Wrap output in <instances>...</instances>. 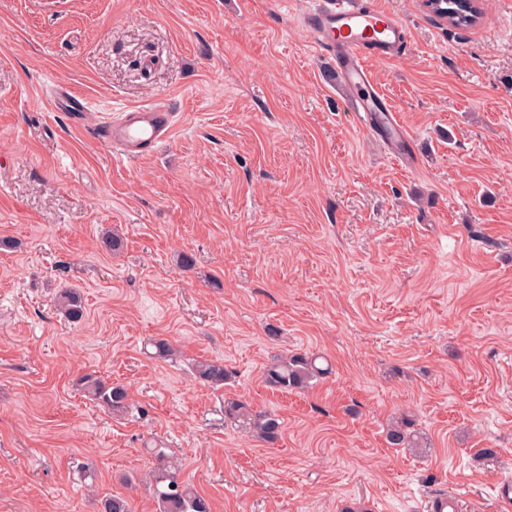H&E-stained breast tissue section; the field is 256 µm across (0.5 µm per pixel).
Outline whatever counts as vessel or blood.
<instances>
[{
    "mask_svg": "<svg viewBox=\"0 0 512 512\" xmlns=\"http://www.w3.org/2000/svg\"><path fill=\"white\" fill-rule=\"evenodd\" d=\"M305 25L317 49L332 58L341 88L346 92L344 107L363 128H380L393 156L405 167L416 164L407 148L408 135L393 107L375 86L365 67L368 57L397 58L408 45L402 21L379 5L364 0H318L305 18ZM55 112H82L85 99L68 87L56 86L49 98ZM174 130L169 103L133 106L118 121L103 128V141L129 158L152 152Z\"/></svg>",
    "mask_w": 512,
    "mask_h": 512,
    "instance_id": "b4317fda",
    "label": "vessel or blood"
}]
</instances>
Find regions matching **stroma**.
<instances>
[{
	"label": "stroma",
	"instance_id": "obj_1",
	"mask_svg": "<svg viewBox=\"0 0 512 512\" xmlns=\"http://www.w3.org/2000/svg\"><path fill=\"white\" fill-rule=\"evenodd\" d=\"M377 2L410 35L398 58L365 62L413 141L410 169L341 111L301 23L311 0H0V512H98L109 493L156 512L149 440L211 512H430L443 493L499 512L512 0H483L467 29L423 0ZM55 83L89 111H48ZM156 100L176 114L171 139L135 160L103 142V122ZM66 287L81 322L53 306ZM151 338L177 356L149 358ZM296 350L331 374L267 386L264 366ZM198 359L231 379L199 382ZM87 373L126 386L127 411L88 399ZM228 397L275 412L279 439L225 419ZM404 413L426 451L388 447Z\"/></svg>",
	"mask_w": 512,
	"mask_h": 512
}]
</instances>
